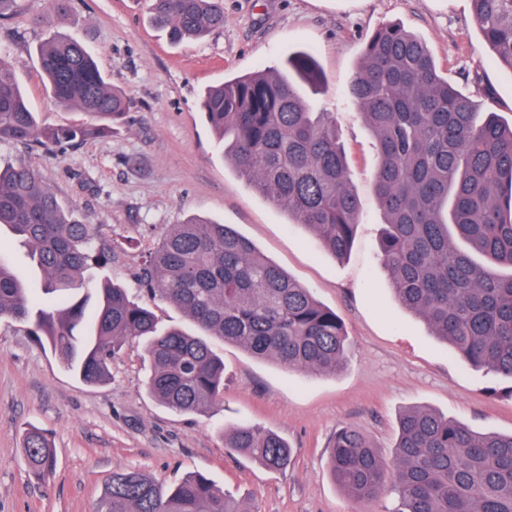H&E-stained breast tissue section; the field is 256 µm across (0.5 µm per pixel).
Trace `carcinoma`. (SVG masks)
Here are the masks:
<instances>
[{"label":"carcinoma","mask_w":512,"mask_h":512,"mask_svg":"<svg viewBox=\"0 0 512 512\" xmlns=\"http://www.w3.org/2000/svg\"><path fill=\"white\" fill-rule=\"evenodd\" d=\"M473 18L499 63L512 72V0H471ZM151 21L180 44L224 28V0H147ZM55 100L97 123L48 128L0 55V142L61 148L112 132L126 112L87 48L52 38L38 49ZM323 73L308 51L288 52L283 71H260L209 87L201 110L238 174L289 220L311 229L335 257L349 251L359 199L348 175L335 114L297 89L317 91ZM349 97L377 143L372 189L382 214L380 262L404 308L470 366L512 380V123L488 112L444 77L426 43L400 25L368 39ZM11 229L45 274L29 288L0 257V316L33 326L88 384L109 379L107 361L144 338L149 394L181 413L224 401L218 338L290 370L336 374L347 336L336 313L226 224H174L146 260L149 297L177 306L194 328L160 331L154 313L104 282L98 302L77 297L90 263L104 261L93 224L63 209L37 174L0 166V228ZM89 324L86 336L75 329ZM226 447L270 470L288 466L290 447L246 423ZM335 482L355 502L387 491L394 512H512V434L482 433L444 414L412 410L399 420L385 459L358 429L330 443ZM31 475L44 479L55 452L47 435H25ZM96 512H258L197 473L163 490L139 472L112 471Z\"/></svg>","instance_id":"cac0c4a2"}]
</instances>
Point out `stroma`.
<instances>
[{
	"instance_id": "1",
	"label": "stroma",
	"mask_w": 512,
	"mask_h": 512,
	"mask_svg": "<svg viewBox=\"0 0 512 512\" xmlns=\"http://www.w3.org/2000/svg\"><path fill=\"white\" fill-rule=\"evenodd\" d=\"M36 15L41 24H33ZM224 16L223 29L175 46L151 24L143 0H72L63 17L48 13L46 0H23L12 20L0 22V51L40 122L89 121L80 109L57 106L46 86L37 48L52 37L84 44L128 112L110 135L54 153L2 142L0 162L33 169L63 208L96 225L109 262L90 277L121 285L139 302L148 300L143 262L171 225L194 217L231 225L341 318L350 341L346 365L335 375L294 372L215 339L224 402L179 413L145 387L144 339L127 341L109 362V381L91 385L26 324L2 316L0 512H91L116 469L165 486L202 472L259 512H360L330 471L328 444L340 427L358 428L387 458L400 414L414 408L512 434V381L455 357L391 290L377 256L376 141L346 95L364 42L399 24L426 42L466 92L480 77V111L511 122L512 71L496 63L470 0H224ZM297 49L312 52L326 75L325 103L341 125L360 200L355 240L341 259L238 175L200 110L208 86L281 67ZM240 423L282 436L292 450L287 469L268 470L225 448V430ZM31 427L46 431L56 450L43 481L25 460Z\"/></svg>"
}]
</instances>
